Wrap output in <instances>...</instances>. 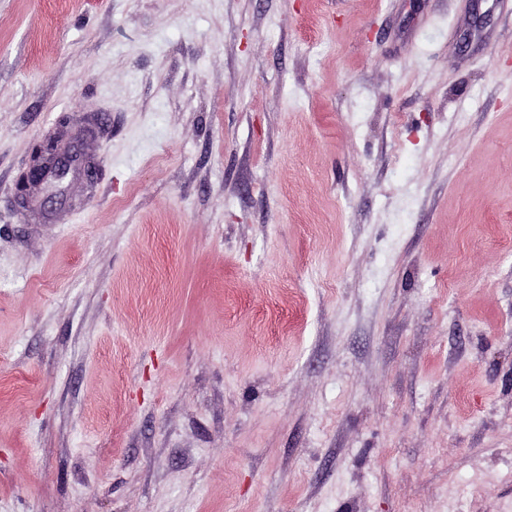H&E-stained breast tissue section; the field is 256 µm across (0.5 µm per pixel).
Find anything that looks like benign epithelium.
Instances as JSON below:
<instances>
[{
	"label": "benign epithelium",
	"mask_w": 512,
	"mask_h": 512,
	"mask_svg": "<svg viewBox=\"0 0 512 512\" xmlns=\"http://www.w3.org/2000/svg\"><path fill=\"white\" fill-rule=\"evenodd\" d=\"M82 171L91 176L92 168L85 165L81 144L77 141L62 143L50 137L37 144V151L31 153L28 165L16 184V195L22 201H29V193L35 186H58L71 173Z\"/></svg>",
	"instance_id": "obj_1"
}]
</instances>
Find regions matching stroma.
<instances>
[{"label": "stroma", "mask_w": 512, "mask_h": 512, "mask_svg": "<svg viewBox=\"0 0 512 512\" xmlns=\"http://www.w3.org/2000/svg\"><path fill=\"white\" fill-rule=\"evenodd\" d=\"M0 512H512V0H0ZM35 147L37 151L32 150L28 165L16 184V195L26 205L35 186H59L70 173L81 170L88 177L92 174V168L85 165L79 141L62 143L58 138L50 137Z\"/></svg>", "instance_id": "stroma-1"}]
</instances>
